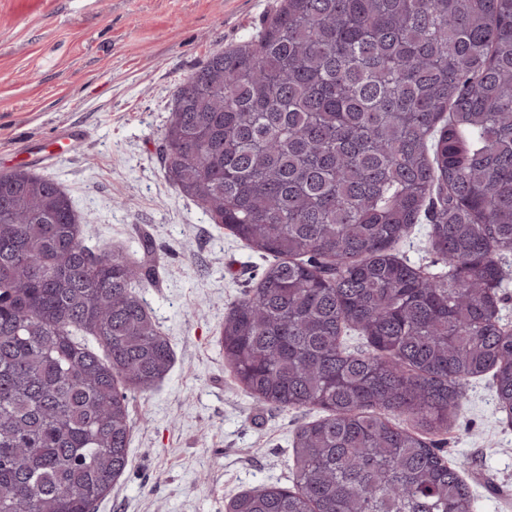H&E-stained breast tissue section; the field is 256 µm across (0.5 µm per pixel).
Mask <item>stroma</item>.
<instances>
[{
    "instance_id": "1",
    "label": "stroma",
    "mask_w": 512,
    "mask_h": 512,
    "mask_svg": "<svg viewBox=\"0 0 512 512\" xmlns=\"http://www.w3.org/2000/svg\"><path fill=\"white\" fill-rule=\"evenodd\" d=\"M276 0H0V174L25 167L57 182L88 247L145 260L138 289L174 361L152 388L129 394V462L95 512H225L239 492L292 486L297 429L318 418L247 394L224 361L227 309L271 260L212 223L166 177L165 129L177 86L212 52L235 46ZM81 126L75 145L59 133ZM394 254L438 271L428 223ZM459 467L477 512H512V424L492 375L467 381L447 430L432 438Z\"/></svg>"
}]
</instances>
